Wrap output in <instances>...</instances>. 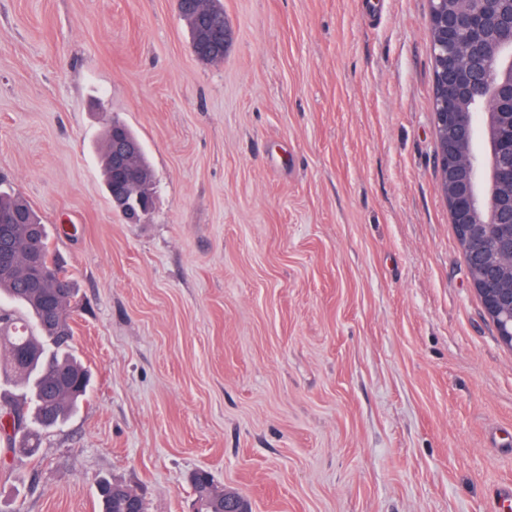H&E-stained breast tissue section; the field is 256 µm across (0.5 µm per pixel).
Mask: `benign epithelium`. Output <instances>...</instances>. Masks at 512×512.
I'll return each mask as SVG.
<instances>
[{
  "mask_svg": "<svg viewBox=\"0 0 512 512\" xmlns=\"http://www.w3.org/2000/svg\"><path fill=\"white\" fill-rule=\"evenodd\" d=\"M436 7L433 108L438 172L451 222L473 237L465 265L473 291L490 320H498L501 343L512 348V57L501 63L496 46L512 47V0H429ZM179 15L192 14L207 31L211 46L225 45L229 27L209 18L207 0H176ZM483 109L484 149L474 139L469 115ZM112 207L128 217L141 207L142 146L127 126L112 122Z\"/></svg>",
  "mask_w": 512,
  "mask_h": 512,
  "instance_id": "7a95c632",
  "label": "benign epithelium"
}]
</instances>
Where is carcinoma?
Wrapping results in <instances>:
<instances>
[{"label": "carcinoma", "instance_id": "1", "mask_svg": "<svg viewBox=\"0 0 512 512\" xmlns=\"http://www.w3.org/2000/svg\"><path fill=\"white\" fill-rule=\"evenodd\" d=\"M199 59L224 60V49L199 40ZM104 183L112 180L110 127L102 133L100 154ZM68 281L49 245L46 225L18 195L0 193V374L22 391V402L0 404V442L14 454L34 455L41 433L57 427L78 410L89 394L90 375L74 350L67 312L69 294L57 288ZM191 483L200 512H235L248 507L236 491L219 488L209 473L195 472ZM101 512H128L132 488L102 480L98 484Z\"/></svg>", "mask_w": 512, "mask_h": 512}]
</instances>
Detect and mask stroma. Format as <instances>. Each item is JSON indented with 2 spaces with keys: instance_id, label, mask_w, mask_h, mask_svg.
I'll use <instances>...</instances> for the list:
<instances>
[{
  "instance_id": "35a3bbf8",
  "label": "stroma",
  "mask_w": 512,
  "mask_h": 512,
  "mask_svg": "<svg viewBox=\"0 0 512 512\" xmlns=\"http://www.w3.org/2000/svg\"><path fill=\"white\" fill-rule=\"evenodd\" d=\"M200 61L174 0H0V179L74 286L87 401L0 512H99L109 477L193 512H507L512 349L438 187L428 0H221ZM152 209L112 208L109 118ZM207 1L205 0H176V7L179 16L184 14H193L198 23L207 31L208 40L211 46H225L229 36V27L227 20L224 18V25L220 18L210 19L207 13ZM202 37H199V53L198 57L206 63H219L224 60V49L211 47ZM191 483L196 492V500L201 504L198 512H237L235 509L245 512L242 509H249L248 502L239 493L228 489L225 492L224 487L219 489L207 471L195 472Z\"/></svg>"
}]
</instances>
